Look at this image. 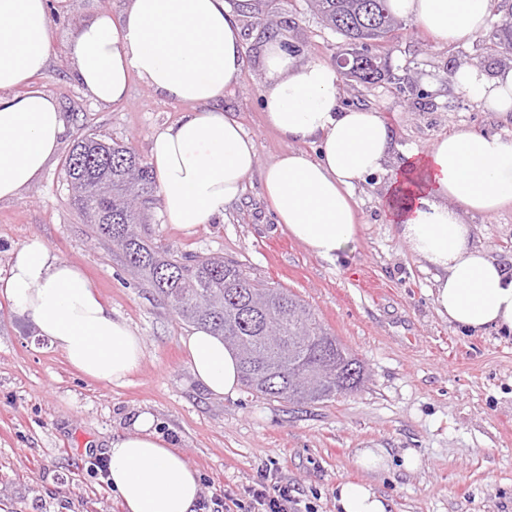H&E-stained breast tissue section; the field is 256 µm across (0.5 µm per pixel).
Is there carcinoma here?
Here are the masks:
<instances>
[{"mask_svg": "<svg viewBox=\"0 0 512 512\" xmlns=\"http://www.w3.org/2000/svg\"><path fill=\"white\" fill-rule=\"evenodd\" d=\"M331 30L351 41H377L398 26L387 0H308ZM486 47L493 58L512 48V3ZM369 83L381 74L366 54L354 70ZM72 200L97 236L122 256L183 321L223 337L240 364V382L269 399L305 404L353 393L367 380L363 362L331 335L310 307L285 288L253 276L240 264L202 257L180 261L164 255L136 231L158 188L153 167L131 148L97 133L77 137L67 156ZM283 340L271 345L264 327Z\"/></svg>", "mask_w": 512, "mask_h": 512, "instance_id": "cac0c4a2", "label": "carcinoma"}]
</instances>
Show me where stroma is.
Instances as JSON below:
<instances>
[{
	"mask_svg": "<svg viewBox=\"0 0 512 512\" xmlns=\"http://www.w3.org/2000/svg\"><path fill=\"white\" fill-rule=\"evenodd\" d=\"M254 3L240 19L246 64L224 94V109L254 139L263 167L294 146L261 113L265 20L278 22L280 35L304 61L334 64L351 44L325 27L306 0ZM123 6L124 0H49L52 53L37 83L59 103L69 137L96 132L146 159L154 133L176 122L185 105L136 77L125 101L98 104L74 82L67 56L81 19L94 11L117 17ZM504 17L501 0H491L486 29L448 43L403 19L400 30L370 46L381 58L379 79L340 77L339 105L381 112L397 150L385 171L358 185V232L337 263L282 233L255 173L223 220L193 232L168 224L161 205L145 212L140 231L159 249L238 261L308 304L364 362L369 378L356 392L305 405L243 388L233 398L211 397L181 346L189 324L128 272L74 208L63 178L68 147L19 196L0 201V277L13 247L39 235L86 272L144 347L142 365L125 385L87 380L0 296V512H124L93 464L143 411L198 470L205 496L251 485L272 467L315 512H335L336 486L348 480L372 484L389 498L390 512H512V335L464 333L436 313L434 272L388 224L384 206L401 149L425 150L461 126L512 139V113L471 102L450 78L467 61L489 76L512 65L507 55L484 60L491 29ZM464 221L475 244L511 270L512 206ZM359 448L389 449V470L357 468ZM409 448L421 457L414 472L402 467Z\"/></svg>",
	"mask_w": 512,
	"mask_h": 512,
	"instance_id": "35a3bbf8",
	"label": "stroma"
}]
</instances>
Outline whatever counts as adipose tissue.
I'll list each match as a JSON object with an SVG mask.
<instances>
[{
    "label": "adipose tissue",
    "instance_id": "obj_1",
    "mask_svg": "<svg viewBox=\"0 0 512 512\" xmlns=\"http://www.w3.org/2000/svg\"><path fill=\"white\" fill-rule=\"evenodd\" d=\"M389 4L392 13L445 42L481 32L490 0ZM50 46L48 0H0V200L39 179L65 139L57 101L35 81ZM68 58L74 80L96 103L124 101L134 74L162 97L189 104L151 142L168 223L189 231L223 217L256 171L277 224L313 255L336 262L354 242L353 192L383 167L394 143L379 112L339 106L336 68L299 60L284 39L266 44L264 119L298 147L262 167L254 139L220 106L245 65L238 15L226 0H125L120 18L103 12L76 26ZM454 82L474 103L512 112V67L491 78L479 67H464ZM308 142L317 144L318 157L305 151ZM403 156L388 191L390 221L432 268L437 313L466 331H512V270L473 243L463 220L512 205V140L462 126ZM0 295L84 378L120 386L140 368V336L113 316L82 269L50 251L39 235L13 250ZM181 344L207 393L237 395L238 358L221 337L197 327ZM105 455L106 481L124 512H194L200 475L157 430L151 413L135 416L131 432L115 436ZM335 504L336 512L389 510L372 485L355 482L337 485Z\"/></svg>",
    "mask_w": 512,
    "mask_h": 512
}]
</instances>
